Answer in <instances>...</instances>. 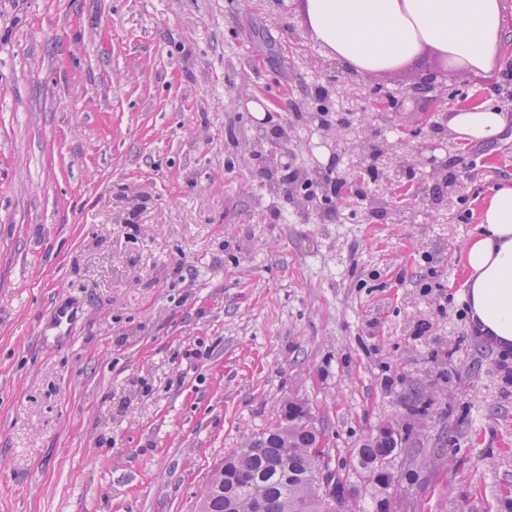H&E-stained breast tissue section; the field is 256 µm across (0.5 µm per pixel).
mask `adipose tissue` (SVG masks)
<instances>
[{"instance_id": "1", "label": "adipose tissue", "mask_w": 512, "mask_h": 512, "mask_svg": "<svg viewBox=\"0 0 512 512\" xmlns=\"http://www.w3.org/2000/svg\"><path fill=\"white\" fill-rule=\"evenodd\" d=\"M307 15L337 62L364 77L395 71L429 45L488 80L512 37L503 0H307ZM505 127V113L485 104L448 112V129L463 142H496ZM464 265L475 329L494 346H512V179L483 199Z\"/></svg>"}]
</instances>
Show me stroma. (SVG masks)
<instances>
[{
  "instance_id": "obj_1",
  "label": "stroma",
  "mask_w": 512,
  "mask_h": 512,
  "mask_svg": "<svg viewBox=\"0 0 512 512\" xmlns=\"http://www.w3.org/2000/svg\"><path fill=\"white\" fill-rule=\"evenodd\" d=\"M420 80L444 100L429 122ZM320 87L396 96L379 156L341 152L356 115L307 122ZM482 103L512 113L429 47L391 74L341 68L302 0H0V512H198L291 397L351 504L350 457L388 425L407 434L399 512H512V350L474 331L463 268L512 124L484 146L434 131ZM267 113L282 162L356 174L361 197L270 195L244 151ZM432 144L437 165L389 183ZM57 302L82 313L75 340L39 347Z\"/></svg>"
}]
</instances>
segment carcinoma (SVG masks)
Returning <instances> with one entry per match:
<instances>
[{
  "mask_svg": "<svg viewBox=\"0 0 512 512\" xmlns=\"http://www.w3.org/2000/svg\"><path fill=\"white\" fill-rule=\"evenodd\" d=\"M285 426L277 418L258 437L247 440L236 454L224 459V477L234 481L223 491L214 488L220 481L213 474L205 486L201 512H339L345 487L336 488V502L322 499L315 484L325 472H333V456L313 460L308 449L322 435L316 423L309 425L290 418ZM402 438L366 437L353 456L352 469L361 474L371 488L370 499L362 512H382L388 488L381 479L385 461L396 455Z\"/></svg>",
  "mask_w": 512,
  "mask_h": 512,
  "instance_id": "cac0c4a2",
  "label": "carcinoma"
}]
</instances>
